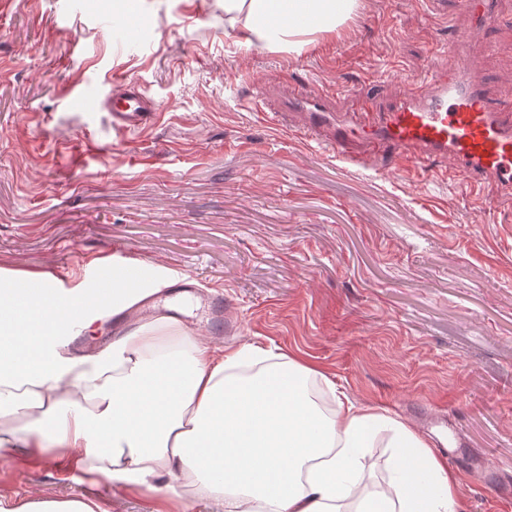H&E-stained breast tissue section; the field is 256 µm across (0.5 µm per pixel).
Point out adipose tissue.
I'll return each mask as SVG.
<instances>
[{
	"instance_id": "ef3b65f1",
	"label": "adipose tissue",
	"mask_w": 512,
	"mask_h": 512,
	"mask_svg": "<svg viewBox=\"0 0 512 512\" xmlns=\"http://www.w3.org/2000/svg\"><path fill=\"white\" fill-rule=\"evenodd\" d=\"M357 0H224L243 45L300 51L335 32ZM303 16L307 25L290 19ZM43 273L0 282V458L65 452L70 468L161 502L220 498L224 512H464L457 479L428 439L399 420L334 397L323 409L309 363L243 344L220 351L171 316L115 334L81 356L104 318L170 286L158 269L113 264L112 285L65 299ZM25 419L18 427L17 419ZM390 433L397 467L388 488L363 490L366 448Z\"/></svg>"
}]
</instances>
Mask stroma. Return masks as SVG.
I'll list each match as a JSON object with an SVG mask.
<instances>
[{"instance_id": "1", "label": "stroma", "mask_w": 512, "mask_h": 512, "mask_svg": "<svg viewBox=\"0 0 512 512\" xmlns=\"http://www.w3.org/2000/svg\"><path fill=\"white\" fill-rule=\"evenodd\" d=\"M479 40L481 78L512 86V0ZM12 0L0 11V270L55 272L89 288L92 259L133 264L221 293L196 333L308 361L350 399L410 427L435 407L485 466L460 477L466 512H512V203L486 186L408 162L375 171L341 162L263 115L281 109L273 80L335 86L337 110L386 103L426 69L458 64L445 35L468 39L455 0H360L340 34L301 53L241 45L224 0ZM120 74L162 107L154 125L115 131L103 97ZM98 150L71 167L67 148ZM239 325L224 331V307ZM378 432L368 488L391 478ZM60 449L0 460V505L96 498L106 512H153L151 498L64 473Z\"/></svg>"}]
</instances>
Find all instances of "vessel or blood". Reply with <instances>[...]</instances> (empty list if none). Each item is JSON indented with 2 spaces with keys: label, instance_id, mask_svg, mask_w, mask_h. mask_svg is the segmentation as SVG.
<instances>
[{
  "label": "vessel or blood",
  "instance_id": "1",
  "mask_svg": "<svg viewBox=\"0 0 512 512\" xmlns=\"http://www.w3.org/2000/svg\"><path fill=\"white\" fill-rule=\"evenodd\" d=\"M461 15L473 35H482L497 18L495 0H459ZM459 66L410 83L389 104L344 115L332 110L335 89L289 85L283 108L299 120L291 129L322 141L336 159L373 168L385 156L425 165L442 163L443 177L464 176L471 193L495 185L512 201V112L502 109L478 78L479 58L468 45L456 48ZM103 106L120 132L156 121L161 107L138 84L114 80Z\"/></svg>",
  "mask_w": 512,
  "mask_h": 512
}]
</instances>
